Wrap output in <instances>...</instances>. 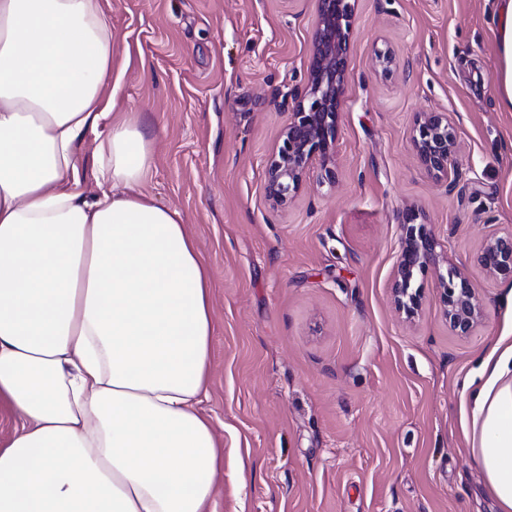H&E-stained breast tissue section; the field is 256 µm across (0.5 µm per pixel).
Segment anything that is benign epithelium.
Segmentation results:
<instances>
[{
  "label": "benign epithelium",
  "instance_id": "obj_1",
  "mask_svg": "<svg viewBox=\"0 0 512 512\" xmlns=\"http://www.w3.org/2000/svg\"><path fill=\"white\" fill-rule=\"evenodd\" d=\"M355 4L351 0H317L307 84L294 94V109L281 136V145L267 167V193L278 206L288 204L299 191L303 176L320 160L327 179L336 149V136L349 66V39ZM413 150L437 180L448 182L455 173L457 128L446 112H426L410 130ZM409 208L399 224L403 234L396 261L393 288L396 309L412 319L421 307L422 288L417 274L427 272L436 245L434 225L419 221ZM479 265L493 277L512 280V234L490 235L482 247ZM448 327L456 336H468L482 319V309L471 281L453 265L437 277Z\"/></svg>",
  "mask_w": 512,
  "mask_h": 512
}]
</instances>
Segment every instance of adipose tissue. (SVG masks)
<instances>
[{
  "instance_id": "1",
  "label": "adipose tissue",
  "mask_w": 512,
  "mask_h": 512,
  "mask_svg": "<svg viewBox=\"0 0 512 512\" xmlns=\"http://www.w3.org/2000/svg\"><path fill=\"white\" fill-rule=\"evenodd\" d=\"M512 112V0L491 18ZM100 0H0V512H212L224 451L207 396L210 277L179 211L139 192L151 138L126 118L79 189L104 112ZM461 428L496 512H512V338L479 365Z\"/></svg>"
}]
</instances>
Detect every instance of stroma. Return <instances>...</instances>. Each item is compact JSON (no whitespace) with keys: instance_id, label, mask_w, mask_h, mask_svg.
I'll use <instances>...</instances> for the list:
<instances>
[{"instance_id":"1","label":"stroma","mask_w":512,"mask_h":512,"mask_svg":"<svg viewBox=\"0 0 512 512\" xmlns=\"http://www.w3.org/2000/svg\"><path fill=\"white\" fill-rule=\"evenodd\" d=\"M101 4L115 108L78 143L79 189L95 192L94 153L119 113L154 129L140 190L181 213L212 280L202 408L224 443L215 512H492L460 417L481 360L512 336V282L478 263L488 236L512 232L495 0H356L335 179L313 165L278 209L266 166L287 94L307 82L316 0ZM423 112L458 128L452 186L412 149ZM409 208L437 238L412 322L392 300ZM451 264L484 310L465 337L438 287Z\"/></svg>"}]
</instances>
